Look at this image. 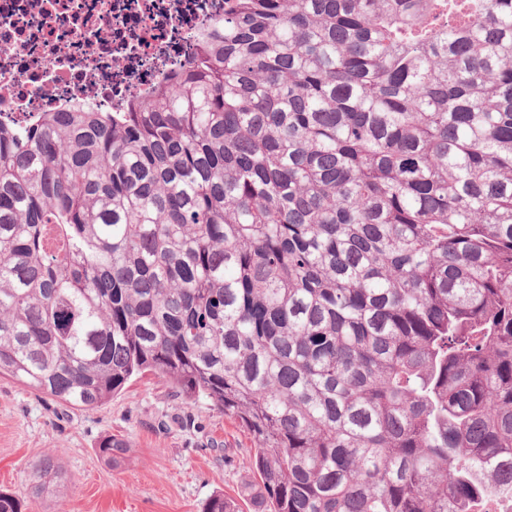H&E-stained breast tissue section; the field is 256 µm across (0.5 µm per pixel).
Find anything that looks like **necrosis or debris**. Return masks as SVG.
Instances as JSON below:
<instances>
[{
    "label": "necrosis or debris",
    "mask_w": 512,
    "mask_h": 512,
    "mask_svg": "<svg viewBox=\"0 0 512 512\" xmlns=\"http://www.w3.org/2000/svg\"><path fill=\"white\" fill-rule=\"evenodd\" d=\"M223 12V0H0V113L119 107Z\"/></svg>",
    "instance_id": "4bbe7bcc"
}]
</instances>
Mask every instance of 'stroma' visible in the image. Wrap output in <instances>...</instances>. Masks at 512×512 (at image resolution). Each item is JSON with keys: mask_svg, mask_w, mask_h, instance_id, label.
I'll use <instances>...</instances> for the list:
<instances>
[{"mask_svg": "<svg viewBox=\"0 0 512 512\" xmlns=\"http://www.w3.org/2000/svg\"><path fill=\"white\" fill-rule=\"evenodd\" d=\"M123 439L117 465L98 448ZM256 441L208 400H188L150 373L133 377L103 405L77 410L0 375V490H25L31 465L59 461L64 494L33 499L28 512H201L223 494L256 512Z\"/></svg>", "mask_w": 512, "mask_h": 512, "instance_id": "1", "label": "stroma"}]
</instances>
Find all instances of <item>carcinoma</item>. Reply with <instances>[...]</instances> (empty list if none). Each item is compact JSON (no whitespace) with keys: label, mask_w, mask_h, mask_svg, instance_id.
I'll return each mask as SVG.
<instances>
[{"label":"carcinoma","mask_w":512,"mask_h":512,"mask_svg":"<svg viewBox=\"0 0 512 512\" xmlns=\"http://www.w3.org/2000/svg\"><path fill=\"white\" fill-rule=\"evenodd\" d=\"M145 372L260 512H512V0H224L153 91L0 117V374Z\"/></svg>","instance_id":"cac0c4a2"}]
</instances>
